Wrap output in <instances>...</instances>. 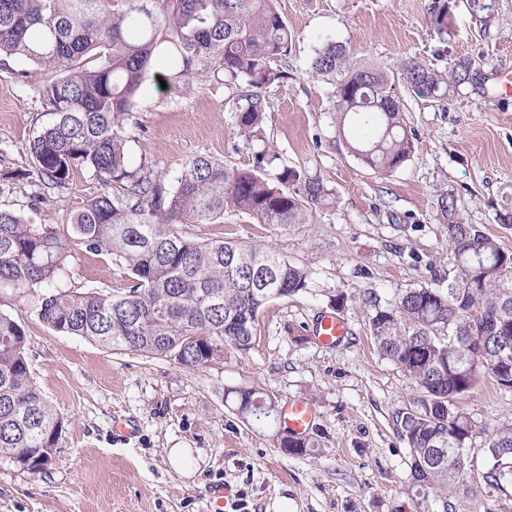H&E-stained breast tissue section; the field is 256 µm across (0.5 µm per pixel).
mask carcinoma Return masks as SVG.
I'll list each match as a JSON object with an SVG mask.
<instances>
[{"instance_id":"cac0c4a2","label":"carcinoma","mask_w":512,"mask_h":512,"mask_svg":"<svg viewBox=\"0 0 512 512\" xmlns=\"http://www.w3.org/2000/svg\"><path fill=\"white\" fill-rule=\"evenodd\" d=\"M430 14L436 33H448V6L435 4ZM291 40L275 0H0V69L24 78L11 65L24 58L45 75L41 92L52 120L29 143L42 186L37 200L70 189L77 169L102 184L64 224H28L0 209V296L38 297V318L57 333L187 368L223 357L226 345L251 350L259 311L307 288L309 271L270 248L202 242L178 225L209 224L231 210L286 230L307 223L332 190L292 168H273L277 154L269 146L250 169L194 156L170 182L144 161L129 164L125 132L138 125L134 112L146 81L209 76L223 78L224 104L248 138L258 137L266 90L285 77L273 63ZM345 58L343 46L330 43L311 67L340 75V130L361 121L363 136L349 149L378 173L397 168L414 149L395 76L427 97L471 83L467 59L448 76L414 60L389 76L347 69ZM448 236V287L406 290L369 323L379 354L417 387L397 423L413 483L437 497L439 512H450L448 494L467 486L477 423L461 400L485 378L512 389V253L470 224L448 222ZM78 250L112 256L128 288L51 290ZM237 394L240 414L278 416L260 393ZM62 430L31 380L25 329L0 311V456L40 473L44 449L57 448ZM481 451L484 483L502 492L512 486V424L487 434Z\"/></svg>"}]
</instances>
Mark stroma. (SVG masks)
<instances>
[{
	"mask_svg": "<svg viewBox=\"0 0 512 512\" xmlns=\"http://www.w3.org/2000/svg\"><path fill=\"white\" fill-rule=\"evenodd\" d=\"M432 0H278L294 33L277 66L287 76L268 88L259 139L250 141L227 91L212 80L190 85L148 83L137 126L127 128L131 165L146 161L166 177L185 161L211 156L230 168L253 166L270 144L282 164L323 180L332 201L308 223L274 230L234 211L210 224L187 223L194 238L243 240L272 247L307 267V288L267 303L255 343L245 354L198 368L102 346L54 332L27 296L0 299L27 334L29 371L64 421L51 464L33 474L0 458V512H434V497L413 485L396 414L417 395L410 378L377 352L369 320L402 291L444 288L451 269L448 221L492 236L512 252V225L499 216L512 202V96L494 92L501 69L512 68V0H495L490 21L468 0H448V33L429 23ZM345 46L350 64L391 71L403 59L450 71L469 59L478 79L444 98L417 95L404 82L395 93L414 142L410 159L377 173L348 149L339 130L334 83L313 75L311 62L327 42ZM18 79L0 71V209L30 224H61L101 185L76 171L70 190L38 204L36 165L28 150L49 116L44 76L23 59ZM453 200L454 216L442 203ZM60 288L116 292L127 279L104 254L78 252ZM338 315L347 335L338 345L316 342L317 319ZM254 389L276 406L305 399L317 410L310 449L279 448V424L236 411V390ZM463 408L480 428L512 421V390L482 380ZM127 420L134 433L117 428ZM186 448L190 472L173 469L169 451ZM467 488L453 494V512H499V493L481 479L474 454Z\"/></svg>",
	"mask_w": 512,
	"mask_h": 512,
	"instance_id": "stroma-1",
	"label": "stroma"
}]
</instances>
